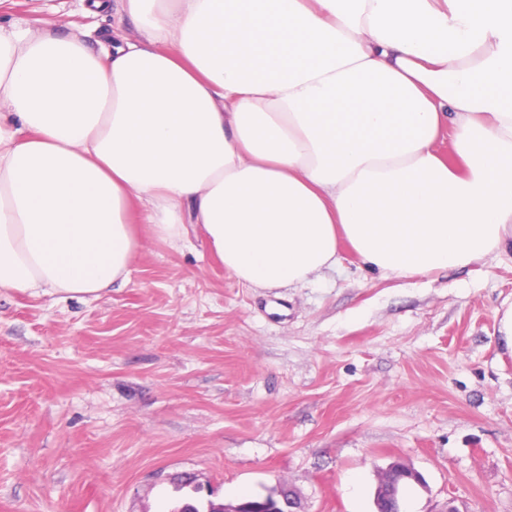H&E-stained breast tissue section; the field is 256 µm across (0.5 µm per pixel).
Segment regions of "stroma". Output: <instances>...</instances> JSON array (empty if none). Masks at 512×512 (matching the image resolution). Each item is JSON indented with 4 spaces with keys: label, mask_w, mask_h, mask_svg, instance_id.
I'll use <instances>...</instances> for the list:
<instances>
[{
    "label": "stroma",
    "mask_w": 512,
    "mask_h": 512,
    "mask_svg": "<svg viewBox=\"0 0 512 512\" xmlns=\"http://www.w3.org/2000/svg\"><path fill=\"white\" fill-rule=\"evenodd\" d=\"M88 0H0V25L85 35ZM512 250L388 276L340 245L283 288L203 241L145 239L99 295L0 291V512H172L293 490L302 512H512ZM195 477L201 492L183 486Z\"/></svg>",
    "instance_id": "stroma-1"
}]
</instances>
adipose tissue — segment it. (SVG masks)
<instances>
[{"label": "adipose tissue", "instance_id": "ef3b65f1", "mask_svg": "<svg viewBox=\"0 0 512 512\" xmlns=\"http://www.w3.org/2000/svg\"><path fill=\"white\" fill-rule=\"evenodd\" d=\"M120 4L100 57L0 26V290L127 280L138 222L263 288L512 248V0Z\"/></svg>", "mask_w": 512, "mask_h": 512}]
</instances>
